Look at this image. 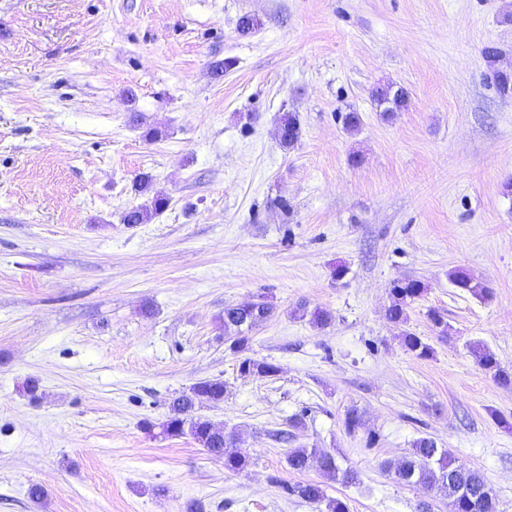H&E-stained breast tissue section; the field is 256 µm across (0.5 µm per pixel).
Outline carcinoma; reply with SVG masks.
I'll return each mask as SVG.
<instances>
[{
	"mask_svg": "<svg viewBox=\"0 0 512 512\" xmlns=\"http://www.w3.org/2000/svg\"><path fill=\"white\" fill-rule=\"evenodd\" d=\"M494 85L500 95L512 96V73L495 70L492 73ZM373 96L377 104L401 109L409 101V93L401 86L386 85L377 88ZM300 127L296 115L285 114L278 126V138L282 147L293 146L299 137ZM151 179H140L137 191L146 200L124 215L127 224H145L159 215L167 206V200L158 196H149ZM452 284L461 291L476 298H482L488 289L475 278L463 271L449 274ZM425 291V284L413 277L395 280L389 293L391 305L387 309L390 320L398 322L404 319L409 305L419 299ZM274 313L273 307L264 301H249L244 304L224 307V340L230 342V348L236 352L246 349L250 340L249 333L266 322ZM294 315L310 317L312 324L325 326L331 321V315L323 310L308 312L303 306L294 310ZM405 347L419 358H428L433 354L430 344L420 337L407 333L403 337ZM469 351L477 363L493 374L499 384L512 385V373L501 368L495 354L480 341L469 343ZM238 371L248 376L272 377L279 367L271 362L258 361L250 357L241 359ZM224 381L218 378L201 379L188 391L174 397L169 403V415L160 424L161 434L171 437H191L208 455L224 460V469L241 471L248 457L240 452H231L235 441L234 434L214 425L210 420L194 415L197 403L206 400L212 403L224 401ZM316 460L320 472L330 478L339 479L345 484L357 482V473L353 470H340L334 454L317 448H292L288 451L289 470L300 473L308 469L310 460ZM386 471L394 474L395 479L408 486H420L426 490L437 489L448 497L449 512H498V498L488 486L482 473L474 468L456 463L445 448H440L431 437H421L414 441L408 455L396 460L384 462ZM291 497L310 504L325 505L323 512H349L347 503L338 498L327 496L323 484L318 481H300L282 485Z\"/></svg>",
	"mask_w": 512,
	"mask_h": 512,
	"instance_id": "carcinoma-1",
	"label": "carcinoma"
}]
</instances>
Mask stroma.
I'll use <instances>...</instances> for the list:
<instances>
[{"label": "stroma", "mask_w": 512, "mask_h": 512, "mask_svg": "<svg viewBox=\"0 0 512 512\" xmlns=\"http://www.w3.org/2000/svg\"><path fill=\"white\" fill-rule=\"evenodd\" d=\"M494 68L512 72V0H0V512H318L282 492L300 480L350 512H448L381 468L424 436L512 512V386L467 348L512 372V96ZM391 83L410 103L386 118L371 91ZM146 174L167 206L125 224ZM459 269L489 297L455 288ZM406 277L426 290L395 323ZM258 297L275 314L234 353L224 308ZM244 355L278 375L241 376ZM204 378L226 392L196 413L245 470L142 428ZM302 446L359 482L292 472ZM300 127L296 115L292 113L285 114L278 126V138L282 147L293 146L299 137ZM425 288L421 280L413 277L393 281L389 288L391 305L387 309L388 318L395 322L403 320L407 307L423 295ZM469 351L477 363L486 371L491 372L502 386L512 385V375L501 368L495 354L480 341L469 343Z\"/></svg>", "instance_id": "1"}]
</instances>
